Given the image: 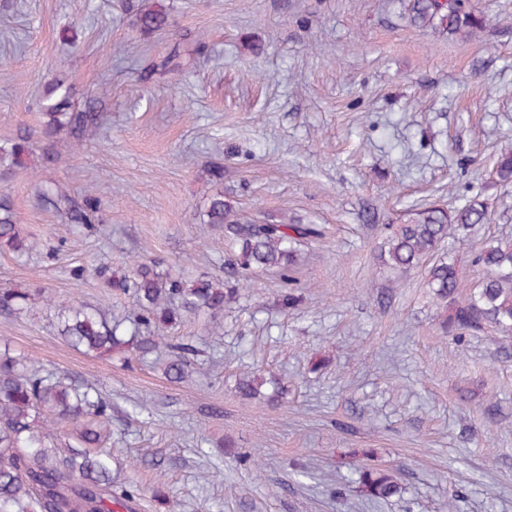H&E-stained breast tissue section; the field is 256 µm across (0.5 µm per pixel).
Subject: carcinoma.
<instances>
[{
	"label": "carcinoma",
	"mask_w": 512,
	"mask_h": 512,
	"mask_svg": "<svg viewBox=\"0 0 512 512\" xmlns=\"http://www.w3.org/2000/svg\"><path fill=\"white\" fill-rule=\"evenodd\" d=\"M412 20L440 29L450 36L469 37L483 25L469 0H413ZM136 26L153 33L167 25V13L141 0L135 14ZM190 65L174 47L160 68L179 71ZM38 132L43 143V160L52 158L56 135L66 130L82 142L97 135L99 116L71 110L70 88L55 82L42 105ZM36 146L29 135L0 143V167L24 164ZM500 182L512 183V150L501 153L494 166ZM69 221L100 232L103 230L102 202L91 189L78 198L59 196ZM208 222L224 225V245L230 258L229 280L265 272L277 273L286 284L280 294L282 308L298 300L294 274L301 264V246L322 237L317 224H302L273 214L247 215L224 200V192L212 195L207 206ZM490 223L487 204L474 196L454 208L430 205L401 220L384 225L380 246L381 262L403 274L427 264L425 285L444 311V328L460 341L487 326L512 334V238H488L474 257L483 278L460 291L463 271L458 253L470 235ZM22 257L30 250L17 227L11 207L0 203V248ZM89 272L104 279L115 292L130 294L137 312L114 321L99 308L71 300L59 307L58 335L86 355L124 353L123 362H144L168 354L163 371L181 382L191 372L193 341L175 339L169 331L202 314L224 311V302L236 289L226 287L224 278L207 273L185 279L171 274L158 260L140 258L128 272L115 277L100 264L82 265L72 275L82 279ZM42 288L0 289V310L20 314L31 309ZM261 378L245 375L237 388L245 397L260 394ZM72 427L75 444H58L61 424ZM112 401L91 383H76L37 366L25 355L0 351V512H114L132 502L130 485L112 477ZM360 496L386 500L401 492L397 477L387 468L371 466L360 471Z\"/></svg>",
	"instance_id": "cac0c4a2"
}]
</instances>
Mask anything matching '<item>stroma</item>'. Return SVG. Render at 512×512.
<instances>
[{"instance_id": "obj_1", "label": "stroma", "mask_w": 512, "mask_h": 512, "mask_svg": "<svg viewBox=\"0 0 512 512\" xmlns=\"http://www.w3.org/2000/svg\"><path fill=\"white\" fill-rule=\"evenodd\" d=\"M410 2L158 0L167 26L145 36L138 0H0V142L38 132L51 78L79 108L106 93L94 140H60L35 170L0 169V197L35 246L0 250V288L125 318L131 297L72 267L121 274L140 257L222 275L224 229L205 215L219 191L324 231L302 249L294 308L279 306L277 275H259L210 321L175 328L200 350L182 382L73 349L55 309L0 313V348L111 397L112 459L138 512H512V335L454 343L423 270L396 284L376 260L383 225L453 196L492 210L469 251L512 237V184L490 176L512 146V0H472L485 28L470 40L412 23ZM176 45L204 53L151 73ZM56 184L74 196L94 185L106 234L47 204ZM255 367L263 394L242 397ZM362 448L401 495L356 496L366 460L348 453Z\"/></svg>"}]
</instances>
